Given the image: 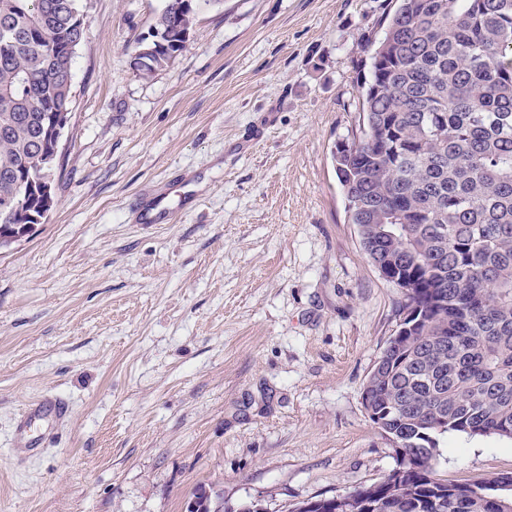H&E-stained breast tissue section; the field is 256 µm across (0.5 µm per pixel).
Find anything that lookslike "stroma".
Wrapping results in <instances>:
<instances>
[{"label":"stroma","instance_id":"obj_1","mask_svg":"<svg viewBox=\"0 0 512 512\" xmlns=\"http://www.w3.org/2000/svg\"><path fill=\"white\" fill-rule=\"evenodd\" d=\"M80 4L54 206L0 248V512H185L201 487L289 512L380 481L396 454L363 389L403 297L332 152L397 0H200L148 80L132 54L164 0ZM44 395L70 419L18 459ZM438 442L449 482L512 473L510 439ZM67 412L68 406L61 401L53 399L41 400L26 409L17 424V432L21 437H24L28 434L33 421L43 418L60 420Z\"/></svg>","mask_w":512,"mask_h":512}]
</instances>
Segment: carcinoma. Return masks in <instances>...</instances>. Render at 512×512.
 <instances>
[{
    "label": "carcinoma",
    "mask_w": 512,
    "mask_h": 512,
    "mask_svg": "<svg viewBox=\"0 0 512 512\" xmlns=\"http://www.w3.org/2000/svg\"><path fill=\"white\" fill-rule=\"evenodd\" d=\"M193 0H165L148 79L189 45ZM80 0H0V225L53 207L36 179L72 96ZM360 135L336 146L351 223L401 288L403 323L363 391L397 467L292 512H505L512 473L450 483L438 436L512 439V0H399L371 55ZM191 512H224L199 488Z\"/></svg>",
    "instance_id": "carcinoma-1"
}]
</instances>
